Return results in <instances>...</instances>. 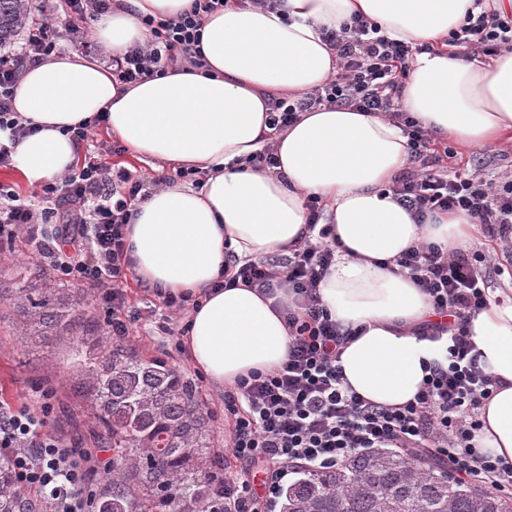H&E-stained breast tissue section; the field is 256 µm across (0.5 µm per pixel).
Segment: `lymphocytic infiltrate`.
<instances>
[{
  "instance_id": "obj_1",
  "label": "lymphocytic infiltrate",
  "mask_w": 512,
  "mask_h": 512,
  "mask_svg": "<svg viewBox=\"0 0 512 512\" xmlns=\"http://www.w3.org/2000/svg\"><path fill=\"white\" fill-rule=\"evenodd\" d=\"M228 0H192L187 12L173 19L144 17L147 42L111 59L120 82L135 84L161 73L169 62L198 65L203 19ZM72 18L57 32L53 12L39 9L16 49L0 53V167L13 164L12 145L29 131L13 108V97L26 68L54 55L61 34L88 43L91 24L108 12L110 0H54ZM476 12L448 34L451 53L492 56L512 45V12L494 0H475ZM339 59L335 73L319 88L275 99L268 124L281 131L299 113L319 107L347 106L380 113L408 138L411 170L388 187L393 198L415 218L448 210L466 212L485 225L503 251L512 252V173L486 181L464 170L449 171L454 151L422 131L400 105V88L409 61L420 51L389 38L368 18L356 15L339 28L324 30ZM102 116L73 129L75 144L95 145ZM95 158L32 191L29 198L0 184V256L12 255L19 241L47 259L55 278L88 284L107 306L113 339L128 336L138 314L130 308L124 284L131 261L126 230L136 207L150 189L143 179L114 163L117 146L95 145ZM75 210L64 230L49 232L55 205ZM309 219L303 244L285 259L238 261L224 268L228 287L258 289L274 297L288 295L282 311L289 333L281 365L251 372L224 396L229 421L225 449L245 470L225 473L223 512H260L273 502L281 483L298 469L335 468L351 455L395 448L408 457L427 454L447 465L462 482L477 480L499 493H512V462L477 448L473 438L482 427L484 400L495 386L480 364V354L463 328L487 303L491 282L486 258L479 252L439 248L422 242L396 259L400 271L427 296L435 315L423 337L446 341L442 359L429 362L414 401L400 407L371 403L345 384L337 365L351 332L323 306L319 287L336 261L333 225L323 223L321 197L305 201ZM47 421L26 410L0 406V453L7 454L21 479L51 489V512H90L84 459L80 452L42 433Z\"/></svg>"
}]
</instances>
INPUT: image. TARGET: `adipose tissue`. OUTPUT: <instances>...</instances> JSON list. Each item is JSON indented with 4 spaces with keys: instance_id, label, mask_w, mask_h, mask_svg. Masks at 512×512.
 <instances>
[{
    "instance_id": "obj_1",
    "label": "adipose tissue",
    "mask_w": 512,
    "mask_h": 512,
    "mask_svg": "<svg viewBox=\"0 0 512 512\" xmlns=\"http://www.w3.org/2000/svg\"><path fill=\"white\" fill-rule=\"evenodd\" d=\"M473 0H282L284 15L228 5L202 24L204 68L169 67L135 85L120 83L98 60L56 54L26 69L13 106L34 126L13 149L16 174L28 185L75 168L69 128L97 113L108 137L139 161L192 168L202 188L178 183L153 190L129 226L131 268L163 294L187 293L183 345L212 385L231 390L239 377L279 366L288 328L271 299L243 286L218 288L226 254L262 260L301 243L306 196H320L336 229V262L320 285L333 319L358 330L339 357L352 389L369 402L413 401L441 345L421 339L431 313L426 296L389 263L427 241L454 249L483 228L462 212L424 222L398 205L387 186L406 168L407 138L380 114L349 107L300 113L273 133L272 98L319 88L337 67L322 27L360 14L393 39L440 44L460 26ZM191 0H112L96 36L112 53L148 35L141 18H174ZM403 108L424 130L462 147L512 145V46L490 62L424 52L408 66ZM275 141L274 171L239 170L236 161ZM497 385L483 404L477 447L512 460V291H495L464 324Z\"/></svg>"
}]
</instances>
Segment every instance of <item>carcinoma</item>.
Instances as JSON below:
<instances>
[{"label": "carcinoma", "mask_w": 512, "mask_h": 512, "mask_svg": "<svg viewBox=\"0 0 512 512\" xmlns=\"http://www.w3.org/2000/svg\"><path fill=\"white\" fill-rule=\"evenodd\" d=\"M29 0H0V45L28 25ZM0 303L13 313L20 336L77 339L81 385L96 410L92 458L114 451L112 474L95 485L94 512H204L219 501L222 465L207 417L190 385L160 359L137 355L120 341L87 337L95 319L75 310L70 288L26 262L13 263ZM302 477L280 491L279 512H512V500L455 480L427 459L396 450L353 455L339 467ZM47 491L24 489L0 458V512H46Z\"/></svg>", "instance_id": "cac0c4a2"}]
</instances>
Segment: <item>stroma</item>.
Masks as SVG:
<instances>
[{"instance_id":"stroma-1","label":"stroma","mask_w":512,"mask_h":512,"mask_svg":"<svg viewBox=\"0 0 512 512\" xmlns=\"http://www.w3.org/2000/svg\"><path fill=\"white\" fill-rule=\"evenodd\" d=\"M451 167L484 173L493 179L512 171V147L486 146L459 149ZM127 294L140 315L125 342L139 355L166 361L192 387L207 414L212 430V452L222 456L226 470H238L235 459L224 454V392L207 382L191 365L181 342L182 319L176 318L163 296L127 278ZM73 338H57L36 347L15 336L11 324H0V404L34 412L45 411L48 431L66 445L75 436H88L95 426L89 404L78 389Z\"/></svg>"}]
</instances>
